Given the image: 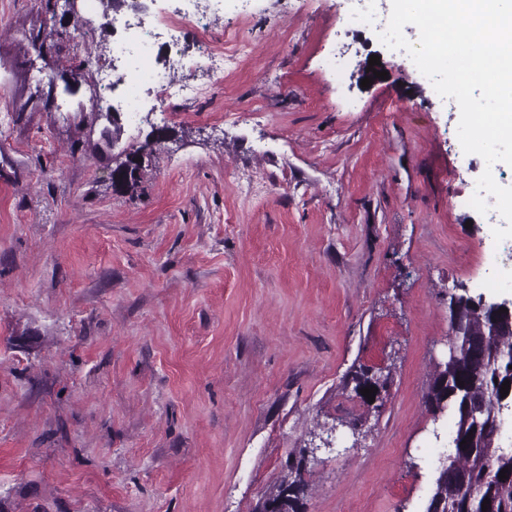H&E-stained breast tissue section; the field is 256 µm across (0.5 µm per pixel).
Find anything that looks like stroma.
Masks as SVG:
<instances>
[{"label":"stroma","mask_w":512,"mask_h":512,"mask_svg":"<svg viewBox=\"0 0 512 512\" xmlns=\"http://www.w3.org/2000/svg\"><path fill=\"white\" fill-rule=\"evenodd\" d=\"M45 3L0 0V512H261L312 446L306 512H424L449 297L512 299L459 109L340 0H251L209 29L261 70L133 116L123 32Z\"/></svg>","instance_id":"35a3bbf8"}]
</instances>
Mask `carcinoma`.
<instances>
[{"label": "carcinoma", "mask_w": 512, "mask_h": 512, "mask_svg": "<svg viewBox=\"0 0 512 512\" xmlns=\"http://www.w3.org/2000/svg\"><path fill=\"white\" fill-rule=\"evenodd\" d=\"M458 309L464 324L450 322L452 354L436 365L427 393L434 415H453L454 452L437 467L426 512H482L486 499L487 512H512V449L494 434L502 419V383L512 384V332L480 300L453 294L450 315ZM504 468L507 478L501 479ZM306 497L304 481L285 477L267 500L272 512H302Z\"/></svg>", "instance_id": "carcinoma-1"}]
</instances>
